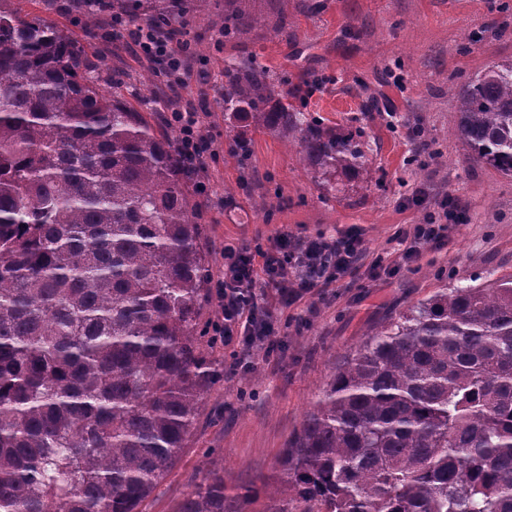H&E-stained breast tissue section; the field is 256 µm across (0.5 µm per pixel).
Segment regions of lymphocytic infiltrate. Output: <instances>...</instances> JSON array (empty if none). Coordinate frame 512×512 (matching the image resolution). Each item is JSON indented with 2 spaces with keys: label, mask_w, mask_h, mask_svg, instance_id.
Wrapping results in <instances>:
<instances>
[{
  "label": "lymphocytic infiltrate",
  "mask_w": 512,
  "mask_h": 512,
  "mask_svg": "<svg viewBox=\"0 0 512 512\" xmlns=\"http://www.w3.org/2000/svg\"><path fill=\"white\" fill-rule=\"evenodd\" d=\"M134 46L147 58L165 59L170 73L185 68L182 52L165 33L135 32ZM170 122L180 132L179 150L187 162L185 171L196 177L207 141L201 117L195 112L176 110L171 113ZM458 218L452 198L445 196L435 201L421 223L401 234L400 265L415 263L425 247L443 246L451 222ZM364 253V232L356 226L331 238L296 237L283 231L272 237L270 247L264 250L225 246L224 262L211 277L219 302L211 329L213 342L238 349L229 375L249 372L252 356H269L279 349L272 305L287 308L311 291L335 287L354 274ZM261 277L274 285L273 297L257 293L256 284Z\"/></svg>",
  "instance_id": "lymphocytic-infiltrate-1"
}]
</instances>
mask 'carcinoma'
Returning a JSON list of instances; mask_svg holds the SVG:
<instances>
[{"mask_svg": "<svg viewBox=\"0 0 512 512\" xmlns=\"http://www.w3.org/2000/svg\"><path fill=\"white\" fill-rule=\"evenodd\" d=\"M205 0H112L171 28ZM265 18L224 0V39ZM76 39L0 6V512H137L179 459L217 372L210 280L178 144L87 74ZM457 99L463 149L512 176V59ZM224 119L298 149L326 193L369 172L357 129L315 121L253 57ZM300 512H512V276L440 288L348 355L278 460ZM178 512H224V477Z\"/></svg>", "mask_w": 512, "mask_h": 512, "instance_id": "1", "label": "carcinoma"}]
</instances>
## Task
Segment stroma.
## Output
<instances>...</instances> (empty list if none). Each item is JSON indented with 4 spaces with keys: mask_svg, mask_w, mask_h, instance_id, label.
<instances>
[{
    "mask_svg": "<svg viewBox=\"0 0 512 512\" xmlns=\"http://www.w3.org/2000/svg\"><path fill=\"white\" fill-rule=\"evenodd\" d=\"M251 0L268 25L224 40V0H207L188 28L196 50L184 85L132 55L113 34L110 12L85 26L81 0H6L7 6L73 35L103 88L131 101H164L154 115L171 136L172 108L196 109L211 140L203 153L209 194H193L211 267L225 245L267 247L285 230L327 237L357 224L364 260L327 297L306 295L275 310L281 352L255 357L249 373L221 377L202 405L176 466L139 512H178L204 474L224 478V512H297L270 495L276 462L300 430L337 366L374 329L444 285L512 275V177L469 157L451 132L458 114L449 88L488 64L512 58V0ZM287 15L288 32L271 23ZM254 56L297 91L295 105L316 120L359 127L370 180L340 181L327 195L276 135L248 129L249 160L230 151L224 124V63ZM457 198L468 220L445 247L425 248L411 267L371 278V260L398 259L397 237L426 209L407 204L417 188Z\"/></svg>",
    "mask_w": 512,
    "mask_h": 512,
    "instance_id": "35a3bbf8",
    "label": "stroma"
}]
</instances>
